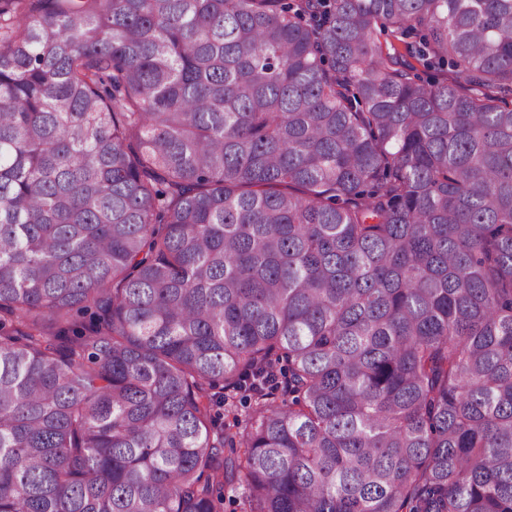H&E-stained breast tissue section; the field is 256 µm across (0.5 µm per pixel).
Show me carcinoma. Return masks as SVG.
I'll return each instance as SVG.
<instances>
[{"label": "carcinoma", "mask_w": 512, "mask_h": 512, "mask_svg": "<svg viewBox=\"0 0 512 512\" xmlns=\"http://www.w3.org/2000/svg\"><path fill=\"white\" fill-rule=\"evenodd\" d=\"M510 97L512 0H0V512H512Z\"/></svg>", "instance_id": "carcinoma-1"}]
</instances>
